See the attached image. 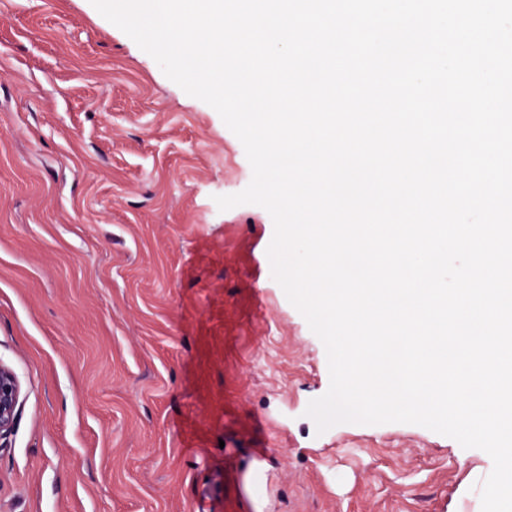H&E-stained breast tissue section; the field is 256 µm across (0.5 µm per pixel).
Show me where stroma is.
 Masks as SVG:
<instances>
[{
    "label": "stroma",
    "instance_id": "obj_1",
    "mask_svg": "<svg viewBox=\"0 0 512 512\" xmlns=\"http://www.w3.org/2000/svg\"><path fill=\"white\" fill-rule=\"evenodd\" d=\"M252 167L90 0H0V512H481L414 424L318 432L322 341L272 276ZM19 397L20 385L16 376L0 364V438L14 426Z\"/></svg>",
    "mask_w": 512,
    "mask_h": 512
}]
</instances>
